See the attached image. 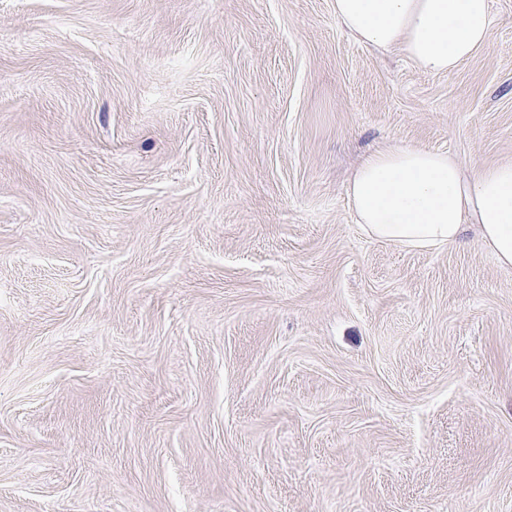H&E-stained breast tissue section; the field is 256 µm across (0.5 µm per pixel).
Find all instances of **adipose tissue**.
<instances>
[{"mask_svg": "<svg viewBox=\"0 0 512 512\" xmlns=\"http://www.w3.org/2000/svg\"><path fill=\"white\" fill-rule=\"evenodd\" d=\"M339 25L380 52L401 50L420 70L448 72L487 45L488 0H334ZM347 195L370 237L413 248L461 241L467 224L512 267V163L464 171L450 154L395 147L369 156Z\"/></svg>", "mask_w": 512, "mask_h": 512, "instance_id": "ef3b65f1", "label": "adipose tissue"}]
</instances>
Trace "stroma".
I'll return each instance as SVG.
<instances>
[{
  "label": "stroma",
  "mask_w": 512,
  "mask_h": 512,
  "mask_svg": "<svg viewBox=\"0 0 512 512\" xmlns=\"http://www.w3.org/2000/svg\"><path fill=\"white\" fill-rule=\"evenodd\" d=\"M490 10L426 74L333 0H0V512H512V268L346 192L512 163Z\"/></svg>",
  "instance_id": "stroma-1"
}]
</instances>
